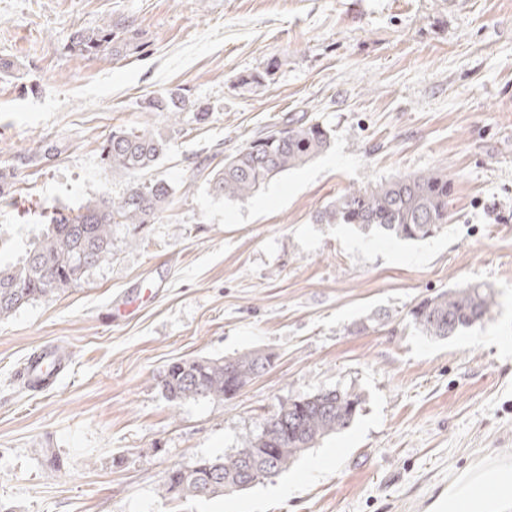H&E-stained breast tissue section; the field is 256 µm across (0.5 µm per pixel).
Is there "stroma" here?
Listing matches in <instances>:
<instances>
[{
  "mask_svg": "<svg viewBox=\"0 0 512 512\" xmlns=\"http://www.w3.org/2000/svg\"><path fill=\"white\" fill-rule=\"evenodd\" d=\"M138 33L105 62L65 46L104 21ZM0 265L43 214L121 196L102 141L143 126L169 146L144 181L175 188L138 235L81 282L0 321V505L11 512H431L449 482L512 465V0H0ZM279 66L263 84L241 76ZM175 90L208 121L144 108ZM316 120L330 145L243 199L208 173L253 137ZM60 152L41 158V148ZM427 171L452 182L448 224L406 241L318 211L345 190ZM491 286L488 320L445 339L410 311L437 292ZM57 376L21 378L42 347ZM263 351L273 365L230 399L169 402L168 365ZM359 392L345 430L287 470L211 500L170 499L168 469L233 454L278 403ZM323 472L301 480L308 463ZM299 479L288 495L275 487Z\"/></svg>",
  "mask_w": 512,
  "mask_h": 512,
  "instance_id": "stroma-1",
  "label": "stroma"
}]
</instances>
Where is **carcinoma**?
<instances>
[{
    "instance_id": "carcinoma-1",
    "label": "carcinoma",
    "mask_w": 512,
    "mask_h": 512,
    "mask_svg": "<svg viewBox=\"0 0 512 512\" xmlns=\"http://www.w3.org/2000/svg\"><path fill=\"white\" fill-rule=\"evenodd\" d=\"M131 30L112 22L79 28L66 45L67 52L95 56L110 62L133 45ZM150 112H168L178 118L193 113L196 122L207 119V109L171 90L145 102ZM288 139L273 138L274 130L247 142L224 158V166L210 173L212 191L223 198L241 199L255 193L276 176L304 166L330 144L328 130L317 122H287ZM168 149L161 137L147 128H120L101 144L105 168L133 178L154 168ZM451 183L439 172L409 174L368 182L338 195L315 216L319 224H350L389 238L420 240L448 223ZM173 189L163 180H135L118 198L93 194L77 210L52 213L41 238L22 264L0 267V320L37 299H46L76 285L93 267L112 258V234L117 226L138 234L155 224L169 209ZM497 305L495 292L482 283L442 291L415 306L414 325L425 335L454 336L491 316ZM220 359L181 360L171 363L160 377L166 399L226 398L229 377ZM302 409L292 433L269 436L265 430L249 438L228 458L201 457L188 467L173 466L161 494L167 498L211 499L242 491L284 471L319 440L350 426L363 403L360 394L339 388L297 398ZM278 453L266 467L265 449ZM256 463L244 476L245 460Z\"/></svg>"
}]
</instances>
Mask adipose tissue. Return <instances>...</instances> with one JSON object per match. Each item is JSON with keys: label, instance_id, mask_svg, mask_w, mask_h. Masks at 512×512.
<instances>
[{"label": "adipose tissue", "instance_id": "ef3b65f1", "mask_svg": "<svg viewBox=\"0 0 512 512\" xmlns=\"http://www.w3.org/2000/svg\"><path fill=\"white\" fill-rule=\"evenodd\" d=\"M436 512H512V465H500L491 480L474 471L455 477Z\"/></svg>", "mask_w": 512, "mask_h": 512}]
</instances>
